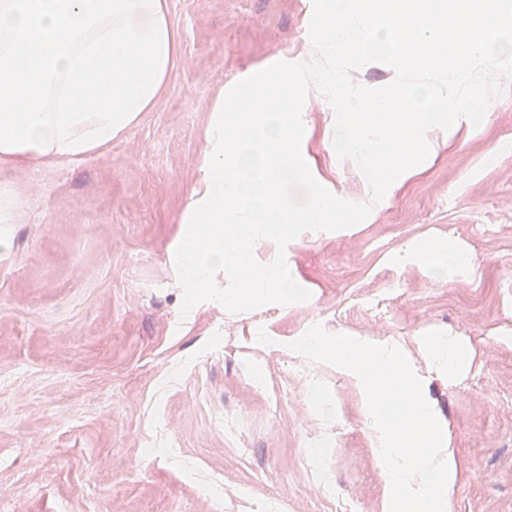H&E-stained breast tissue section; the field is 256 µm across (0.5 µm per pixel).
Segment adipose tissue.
Returning <instances> with one entry per match:
<instances>
[{
    "mask_svg": "<svg viewBox=\"0 0 512 512\" xmlns=\"http://www.w3.org/2000/svg\"><path fill=\"white\" fill-rule=\"evenodd\" d=\"M398 265H415L439 278L465 276L470 272L466 249L459 243L433 237L411 240L391 256Z\"/></svg>",
    "mask_w": 512,
    "mask_h": 512,
    "instance_id": "obj_1",
    "label": "adipose tissue"
}]
</instances>
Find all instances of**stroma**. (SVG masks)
Listing matches in <instances>:
<instances>
[{
    "label": "stroma",
    "instance_id": "1",
    "mask_svg": "<svg viewBox=\"0 0 512 512\" xmlns=\"http://www.w3.org/2000/svg\"><path fill=\"white\" fill-rule=\"evenodd\" d=\"M178 56L154 106L77 164L0 167L20 202L0 253V512H331L314 442L352 512H382L360 400L289 348L314 325L388 338L419 357L452 330L473 351L458 382L432 377L459 476L447 512H512V82L361 227L303 236L286 262L310 297L181 316L175 251L223 88L310 45L312 0H168ZM331 107L302 115L319 171L343 197L356 168L324 143ZM422 236L467 246L474 272L439 281L390 254ZM328 397L314 407L306 375ZM267 384L264 394L248 386Z\"/></svg>",
    "mask_w": 512,
    "mask_h": 512
}]
</instances>
